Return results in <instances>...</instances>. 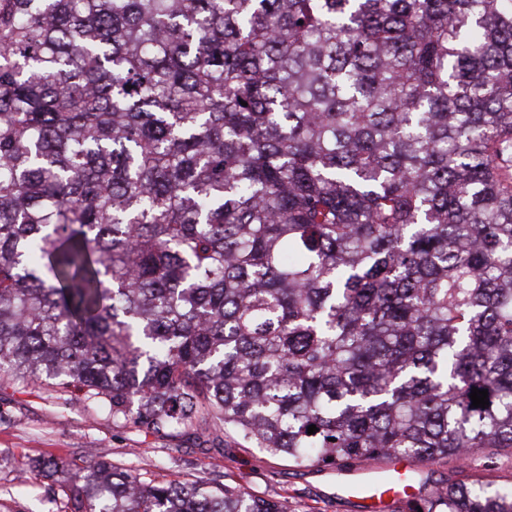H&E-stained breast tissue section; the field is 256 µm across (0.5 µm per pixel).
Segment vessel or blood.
<instances>
[{"label":"vessel or blood","mask_w":512,"mask_h":512,"mask_svg":"<svg viewBox=\"0 0 512 512\" xmlns=\"http://www.w3.org/2000/svg\"><path fill=\"white\" fill-rule=\"evenodd\" d=\"M352 498L371 501L374 507L398 508L416 495L408 469L392 461L361 468L344 486Z\"/></svg>","instance_id":"1"}]
</instances>
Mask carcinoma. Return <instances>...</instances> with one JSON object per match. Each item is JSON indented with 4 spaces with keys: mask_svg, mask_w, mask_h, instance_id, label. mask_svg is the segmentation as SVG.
Segmentation results:
<instances>
[{
    "mask_svg": "<svg viewBox=\"0 0 512 512\" xmlns=\"http://www.w3.org/2000/svg\"><path fill=\"white\" fill-rule=\"evenodd\" d=\"M10 378L297 464L512 450V0H0ZM27 470L62 512H287L96 448Z\"/></svg>",
    "mask_w": 512,
    "mask_h": 512,
    "instance_id": "1",
    "label": "carcinoma"
}]
</instances>
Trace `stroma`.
<instances>
[{"mask_svg":"<svg viewBox=\"0 0 512 512\" xmlns=\"http://www.w3.org/2000/svg\"><path fill=\"white\" fill-rule=\"evenodd\" d=\"M88 448L104 449L114 465L148 479L203 478L282 502L288 512H369L343 496L333 468L277 459L218 432L160 438L90 416L77 401L61 405L23 382L0 384V512H56L57 484L37 473L21 483L16 471L34 458L76 460Z\"/></svg>","mask_w":512,"mask_h":512,"instance_id":"35a3bbf8","label":"stroma"}]
</instances>
